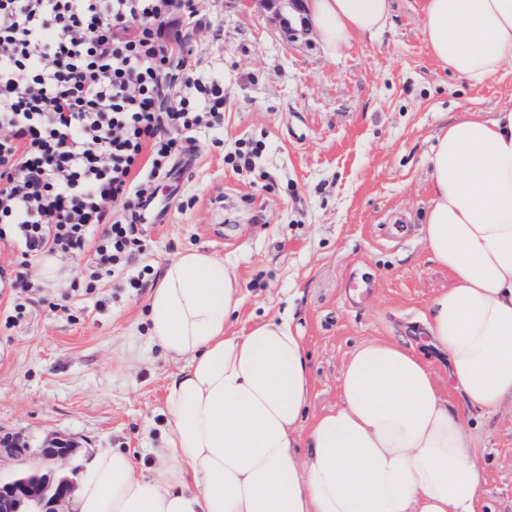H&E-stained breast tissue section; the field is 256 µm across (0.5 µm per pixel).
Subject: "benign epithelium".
Listing matches in <instances>:
<instances>
[{
	"label": "benign epithelium",
	"mask_w": 512,
	"mask_h": 512,
	"mask_svg": "<svg viewBox=\"0 0 512 512\" xmlns=\"http://www.w3.org/2000/svg\"><path fill=\"white\" fill-rule=\"evenodd\" d=\"M273 13L291 43L308 42L313 28L308 0H260ZM78 444L63 435L48 436L32 449L20 438L0 439V467L11 474L0 477V512H70L78 470L70 467Z\"/></svg>",
	"instance_id": "7a95c632"
}]
</instances>
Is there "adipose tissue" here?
Segmentation results:
<instances>
[{
    "label": "adipose tissue",
    "mask_w": 512,
    "mask_h": 512,
    "mask_svg": "<svg viewBox=\"0 0 512 512\" xmlns=\"http://www.w3.org/2000/svg\"><path fill=\"white\" fill-rule=\"evenodd\" d=\"M392 0H311L329 55L390 26ZM430 58L480 86L512 70V0H423ZM421 241L454 282L429 303L427 344L464 399H444L425 352L363 342L339 403L311 425L307 353L289 314L229 332L242 287L223 260L167 263L148 301L149 339L180 363L168 435L148 473L98 449L74 512H476L485 468L468 414L512 406V109L444 121L428 158ZM306 454H299V447Z\"/></svg>",
    "instance_id": "adipose-tissue-1"
}]
</instances>
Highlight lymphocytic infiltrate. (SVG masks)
Returning a JSON list of instances; mask_svg holds the SVG:
<instances>
[{
	"label": "lymphocytic infiltrate",
	"mask_w": 512,
	"mask_h": 512,
	"mask_svg": "<svg viewBox=\"0 0 512 512\" xmlns=\"http://www.w3.org/2000/svg\"><path fill=\"white\" fill-rule=\"evenodd\" d=\"M173 0H0V240L21 259L0 280L27 286L31 261L93 251L100 275L142 254L135 235L145 190L134 180L149 150V181L166 177L191 133L219 126L224 80L188 77L154 109ZM144 21L130 36L129 21ZM118 202L121 215L108 212Z\"/></svg>",
	"instance_id": "obj_1"
}]
</instances>
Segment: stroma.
Wrapping results in <instances>:
<instances>
[{
	"label": "stroma",
	"mask_w": 512,
	"mask_h": 512,
	"mask_svg": "<svg viewBox=\"0 0 512 512\" xmlns=\"http://www.w3.org/2000/svg\"><path fill=\"white\" fill-rule=\"evenodd\" d=\"M420 2L394 0L391 30L333 59L320 37L288 42L256 0H193L190 19L165 34L160 83L220 74L224 124L194 133L168 177L148 186L145 250L98 295L83 292L89 251L58 258L55 278H31L25 319L0 328V436L34 447L70 437L80 463L118 448L147 473L179 366L149 344L148 293L128 279L189 250L223 258L239 279L230 331L291 310L311 372L305 423L336 406L361 342L421 347L429 302L453 284L420 242L427 158L445 118L512 109V71L473 87L438 66ZM242 141L261 146L249 171L224 160ZM473 434L486 467L478 512H512V410L474 421Z\"/></svg>",
	"instance_id": "1"
}]
</instances>
